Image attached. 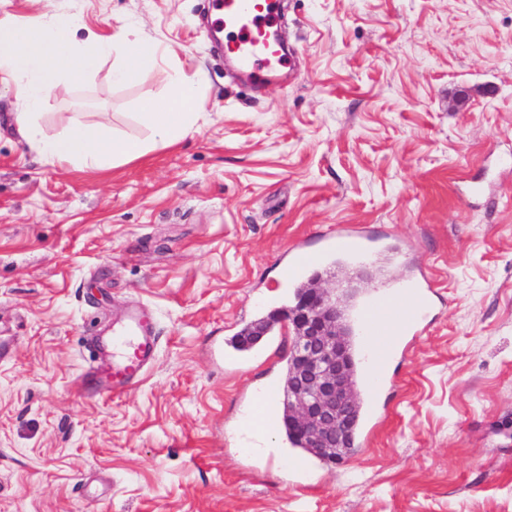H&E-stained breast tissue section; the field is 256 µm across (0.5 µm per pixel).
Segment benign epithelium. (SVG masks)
<instances>
[{"label": "benign epithelium", "instance_id": "1", "mask_svg": "<svg viewBox=\"0 0 512 512\" xmlns=\"http://www.w3.org/2000/svg\"><path fill=\"white\" fill-rule=\"evenodd\" d=\"M342 306L316 284L287 313L296 341L289 353L292 427L312 453L334 462L357 403V385L342 345Z\"/></svg>", "mask_w": 512, "mask_h": 512}]
</instances>
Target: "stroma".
<instances>
[{"mask_svg":"<svg viewBox=\"0 0 512 512\" xmlns=\"http://www.w3.org/2000/svg\"><path fill=\"white\" fill-rule=\"evenodd\" d=\"M76 15L75 38L134 23L166 47L145 85L112 59L63 79L72 118L150 142L144 93L200 74V133L103 169L51 164L17 131L0 73V512H512V0H284L294 71L255 89L217 52L208 0H0V23ZM471 92L455 107L458 89ZM354 226L397 244L434 318L388 366L367 444L325 463L242 445L289 342L234 336L293 304L296 249ZM157 357L118 397L87 338L132 308Z\"/></svg>","mask_w":512,"mask_h":512,"instance_id":"1","label":"stroma"}]
</instances>
